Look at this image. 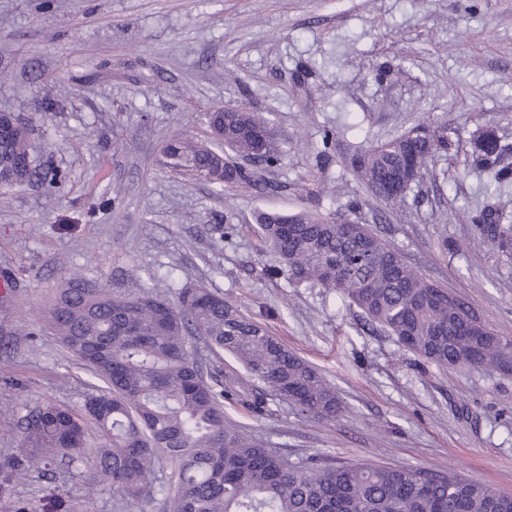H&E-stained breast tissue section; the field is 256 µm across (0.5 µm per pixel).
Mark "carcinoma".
Wrapping results in <instances>:
<instances>
[{
  "mask_svg": "<svg viewBox=\"0 0 512 512\" xmlns=\"http://www.w3.org/2000/svg\"><path fill=\"white\" fill-rule=\"evenodd\" d=\"M448 137L428 126L377 145L351 159L356 176L381 201L402 200L411 186L397 184L408 162L428 171ZM268 167L282 160L269 119L255 112L224 113V148L207 141L176 138L165 146L169 163L183 175L217 185L260 181L236 165L224 167L225 151ZM495 134L476 139L474 162L489 185L512 177L502 165ZM0 171L22 183L57 188L56 169L35 164L30 128L18 120L0 144ZM508 216L489 210L481 231L498 246L512 235L501 228ZM262 242L276 258L271 273L296 283L319 284L357 307L368 321L427 362L512 371V341L487 331H459L448 310V289L427 280L402 254L366 225L320 220L308 213L262 212ZM44 327L94 377L83 411L104 438L91 482L108 484L126 500L159 491L164 512H512V496L453 472L410 466L331 465L319 458L293 465L234 422L224 403L263 415L275 401L301 416L334 420L345 412L338 391L304 359L288 350L268 326L206 288L184 291L176 304L149 286L114 293L103 283L73 274L61 280L44 313ZM231 356L242 372H208L195 357L194 338ZM86 431L79 412L52 402L31 409L21 448L0 466V499L5 512H26L11 497L26 472L49 471L82 458ZM167 480L153 486L158 468Z\"/></svg>",
  "mask_w": 512,
  "mask_h": 512,
  "instance_id": "carcinoma-1",
  "label": "carcinoma"
}]
</instances>
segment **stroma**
<instances>
[{
  "label": "stroma",
  "mask_w": 512,
  "mask_h": 512,
  "mask_svg": "<svg viewBox=\"0 0 512 512\" xmlns=\"http://www.w3.org/2000/svg\"><path fill=\"white\" fill-rule=\"evenodd\" d=\"M219 106L269 118L283 157L256 167L260 187L166 165V143L205 138ZM0 111L66 175L56 191L0 189V459L30 409L85 401L89 373L42 327L60 277L78 272L173 302L209 289L316 367L347 405L336 420L278 401L259 417L229 410L290 463L450 470L512 494V374L424 363L326 289L267 277L256 223L276 211L367 225L512 340V253L475 222L490 205L512 213V181L489 187L471 164L486 129L512 164V0H0ZM421 123L448 126L436 176L376 200L350 159ZM101 444L88 427L77 466L16 482L28 512H163L157 494L87 490Z\"/></svg>",
  "instance_id": "stroma-1"
}]
</instances>
